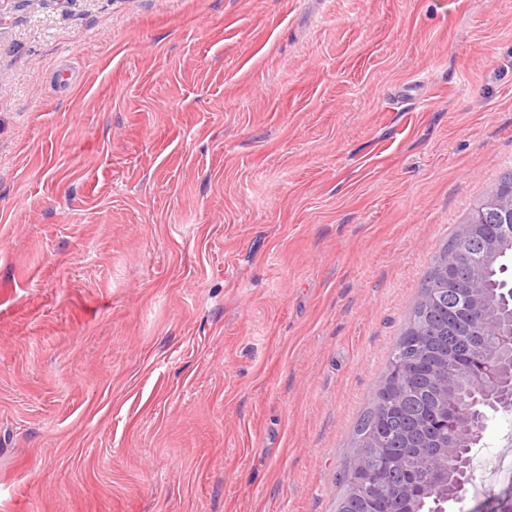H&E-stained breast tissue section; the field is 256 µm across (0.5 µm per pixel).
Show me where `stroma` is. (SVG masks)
Instances as JSON below:
<instances>
[{
	"instance_id": "1",
	"label": "stroma",
	"mask_w": 512,
	"mask_h": 512,
	"mask_svg": "<svg viewBox=\"0 0 512 512\" xmlns=\"http://www.w3.org/2000/svg\"><path fill=\"white\" fill-rule=\"evenodd\" d=\"M510 170L512 0H8L0 512H336Z\"/></svg>"
}]
</instances>
